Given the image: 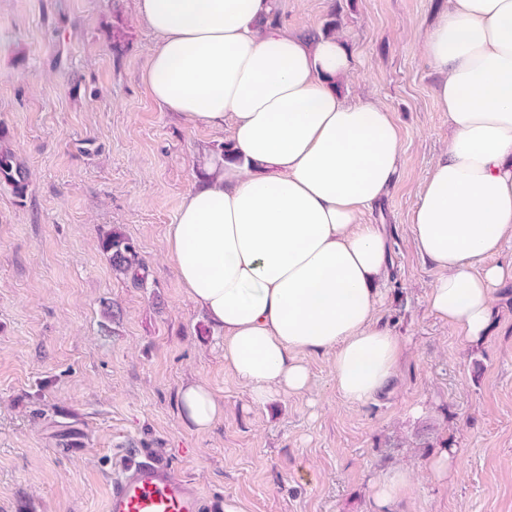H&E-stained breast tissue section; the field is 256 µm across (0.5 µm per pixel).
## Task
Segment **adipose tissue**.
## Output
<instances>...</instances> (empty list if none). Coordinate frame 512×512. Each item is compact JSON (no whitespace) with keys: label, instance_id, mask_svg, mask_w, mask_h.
Returning <instances> with one entry per match:
<instances>
[{"label":"adipose tissue","instance_id":"obj_1","mask_svg":"<svg viewBox=\"0 0 512 512\" xmlns=\"http://www.w3.org/2000/svg\"><path fill=\"white\" fill-rule=\"evenodd\" d=\"M274 0H136L157 42L142 78L190 126L228 131L238 156L184 197L168 255L188 299L224 333V365L262 404L310 387L304 355L333 352L336 389L363 406L385 393L402 344L376 315L390 262L383 229L362 223L402 156L380 105L340 95L354 58L335 36L260 30ZM420 50L448 116L412 217L437 268L429 311L485 336L496 263L512 240V0H448ZM183 419L209 430L224 407L201 382L179 390Z\"/></svg>","mask_w":512,"mask_h":512}]
</instances>
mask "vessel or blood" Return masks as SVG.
<instances>
[{
	"label": "vessel or blood",
	"instance_id": "b4317fda",
	"mask_svg": "<svg viewBox=\"0 0 512 512\" xmlns=\"http://www.w3.org/2000/svg\"><path fill=\"white\" fill-rule=\"evenodd\" d=\"M203 496L171 465L144 451L114 475L106 512H201Z\"/></svg>",
	"mask_w": 512,
	"mask_h": 512
}]
</instances>
